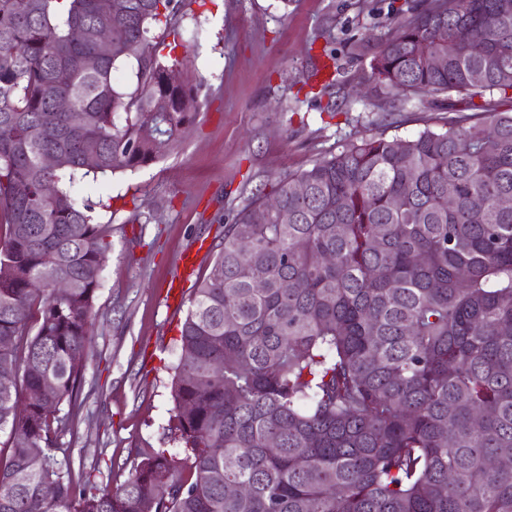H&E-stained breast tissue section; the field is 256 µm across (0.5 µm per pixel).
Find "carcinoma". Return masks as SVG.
I'll return each instance as SVG.
<instances>
[{"label": "carcinoma", "instance_id": "obj_1", "mask_svg": "<svg viewBox=\"0 0 512 512\" xmlns=\"http://www.w3.org/2000/svg\"><path fill=\"white\" fill-rule=\"evenodd\" d=\"M180 3L0 0V512H512V0H424L372 57L440 129L345 143L224 225L175 339L183 468L139 450L98 490L55 458L112 235L74 190L179 148Z\"/></svg>", "mask_w": 512, "mask_h": 512}]
</instances>
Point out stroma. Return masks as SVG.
<instances>
[{
	"label": "stroma",
	"instance_id": "1",
	"mask_svg": "<svg viewBox=\"0 0 512 512\" xmlns=\"http://www.w3.org/2000/svg\"><path fill=\"white\" fill-rule=\"evenodd\" d=\"M420 0H185L182 42L203 80L193 124L165 161L86 179L78 199L112 225L95 322L86 351L85 419L60 437L58 459L116 489L141 448H169V367L187 309L170 310L171 270L185 251L218 244L225 220L248 197L269 192L349 141L411 137L440 129L443 110L383 92L357 93L388 35L393 9ZM341 73L319 112L296 93L322 49Z\"/></svg>",
	"mask_w": 512,
	"mask_h": 512
}]
</instances>
